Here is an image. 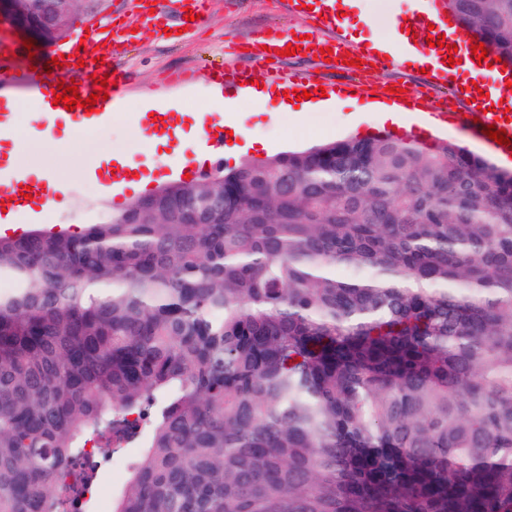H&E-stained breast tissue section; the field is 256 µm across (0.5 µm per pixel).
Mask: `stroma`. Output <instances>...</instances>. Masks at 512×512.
Returning a JSON list of instances; mask_svg holds the SVG:
<instances>
[{"label": "stroma", "instance_id": "stroma-1", "mask_svg": "<svg viewBox=\"0 0 512 512\" xmlns=\"http://www.w3.org/2000/svg\"><path fill=\"white\" fill-rule=\"evenodd\" d=\"M206 2V19L190 38L172 42L149 37L120 48L119 66L129 77L124 89L126 109L115 113L110 123L98 127L91 141L58 146L48 140H37L29 117H21L18 133L22 138L33 139L34 144L19 157V167L58 173L65 190L62 207L48 215L27 219V226L64 227L76 233L86 225L109 221L113 213L135 196L128 188L121 196L109 197L100 183L90 177V170L109 156L132 154L145 168L153 170L155 176L166 175L175 161L174 155L165 146L151 145L136 135L137 110L156 99L170 100L183 110L182 130L186 139L195 137L192 113L204 112L218 123L233 118L247 129L249 138L264 143L272 155L340 140L357 132L378 131L377 123L360 122L355 107L347 106L339 112H281L277 109L280 99L276 96L259 106L240 103L230 115L217 111L220 90L209 79V72L238 68L250 72L255 79H262L261 68L250 53L244 52V45L251 43L256 31L270 27L300 29L306 26L307 18L295 10L284 9L280 0ZM372 81L376 88L374 98L378 101L388 99L389 88L401 87L408 93L422 95L429 112L443 107L451 112L470 109L454 88L426 83L415 66L376 71ZM140 458L141 450L134 443L115 449L113 456H99L90 512H100L101 500L115 501Z\"/></svg>", "mask_w": 512, "mask_h": 512}]
</instances>
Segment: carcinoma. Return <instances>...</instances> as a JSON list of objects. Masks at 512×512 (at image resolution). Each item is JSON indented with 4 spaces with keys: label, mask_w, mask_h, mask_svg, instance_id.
<instances>
[{
    "label": "carcinoma",
    "mask_w": 512,
    "mask_h": 512,
    "mask_svg": "<svg viewBox=\"0 0 512 512\" xmlns=\"http://www.w3.org/2000/svg\"><path fill=\"white\" fill-rule=\"evenodd\" d=\"M445 6L512 68V0ZM0 277V512H81L133 441L113 512H512V171L458 142L247 158ZM107 452L102 453L96 460L97 477L92 486V502L88 510L91 512L100 511V501L108 499L109 512L112 511L113 501L123 492L130 478L132 466L141 459V450L136 443L129 444L124 448H104ZM114 451V452H112ZM121 459V462H109V458Z\"/></svg>",
    "instance_id": "obj_1"
}]
</instances>
